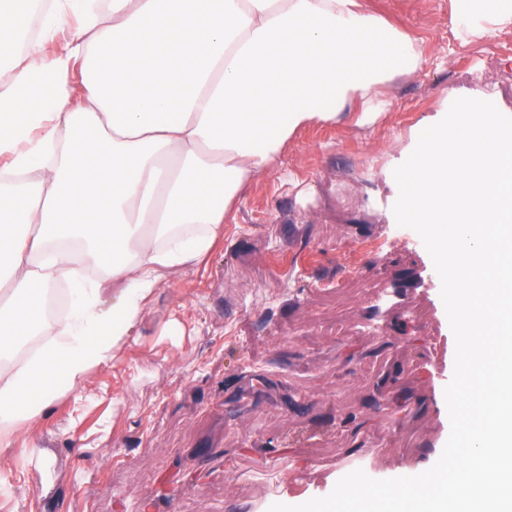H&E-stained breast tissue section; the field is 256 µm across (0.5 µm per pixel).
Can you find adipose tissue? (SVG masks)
<instances>
[{"label": "adipose tissue", "instance_id": "1", "mask_svg": "<svg viewBox=\"0 0 512 512\" xmlns=\"http://www.w3.org/2000/svg\"><path fill=\"white\" fill-rule=\"evenodd\" d=\"M0 0V424L111 364L165 275L306 124L413 73L406 35L360 0ZM471 38L512 0H451ZM81 68L84 93L67 82ZM67 281L49 320L44 290ZM111 302H104V294ZM42 344L24 361L32 335Z\"/></svg>", "mask_w": 512, "mask_h": 512}]
</instances>
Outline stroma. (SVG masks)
Instances as JSON below:
<instances>
[{"mask_svg":"<svg viewBox=\"0 0 512 512\" xmlns=\"http://www.w3.org/2000/svg\"><path fill=\"white\" fill-rule=\"evenodd\" d=\"M361 2L413 42L418 70L374 86V122L293 134L112 364L0 447V512H266L356 467L389 479L438 460L454 335L392 176L450 100L512 110V31L462 40L450 0Z\"/></svg>","mask_w":512,"mask_h":512,"instance_id":"obj_1","label":"stroma"}]
</instances>
